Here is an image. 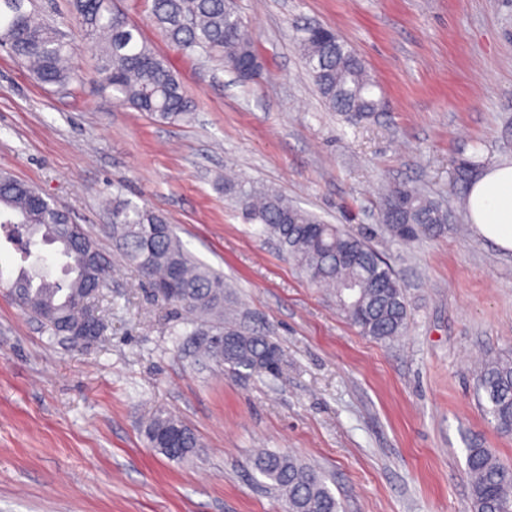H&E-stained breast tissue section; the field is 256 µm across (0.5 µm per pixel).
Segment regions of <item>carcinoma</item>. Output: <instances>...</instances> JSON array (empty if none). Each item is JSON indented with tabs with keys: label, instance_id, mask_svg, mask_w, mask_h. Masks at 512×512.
<instances>
[{
	"label": "carcinoma",
	"instance_id": "1",
	"mask_svg": "<svg viewBox=\"0 0 512 512\" xmlns=\"http://www.w3.org/2000/svg\"><path fill=\"white\" fill-rule=\"evenodd\" d=\"M26 0H0V42L11 47L15 61L39 83L65 88L80 80L74 65L77 45L58 23L43 18ZM68 25L84 37L85 49L97 61L100 86L112 97L150 119L166 124L188 122L197 110L168 61L159 55L117 0H69ZM152 20L175 48L222 66L240 57L260 61L249 26L229 0H150ZM299 55L320 96L334 112L369 119L382 98L362 59L341 40L322 41L306 27L294 38ZM481 165L478 155L457 168L467 183ZM224 192L251 224L275 239L282 251L316 287L333 291L340 311L359 331L380 342L405 334L409 313L403 289L392 268L361 237L293 205L279 192L224 178ZM40 192L0 172V230L22 226L32 231L29 246L58 245L65 279L51 282L26 267L0 285L11 289L21 309L38 319L52 336L86 321L84 299L107 284L108 271L98 264L101 253L90 233ZM382 223L409 240L418 233L447 230L446 211L416 189L389 190L380 205ZM112 243L134 265L154 296L187 314L208 320L194 336L224 337V347L203 345L204 354L220 366L248 375L274 376L271 354L285 361L281 347L268 337L225 321L224 277L189 254L166 218L119 197L112 200ZM486 395L484 411L496 431L512 436V356L489 353L477 372ZM149 447L178 461L199 447L195 433L172 414L157 410L144 422ZM255 470L282 497L288 512H339V503L323 476L296 457L261 451ZM471 484L470 512H512V465L500 462L491 449L467 448Z\"/></svg>",
	"mask_w": 512,
	"mask_h": 512
}]
</instances>
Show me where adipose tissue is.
I'll return each mask as SVG.
<instances>
[{
  "instance_id": "ef3b65f1",
  "label": "adipose tissue",
  "mask_w": 512,
  "mask_h": 512,
  "mask_svg": "<svg viewBox=\"0 0 512 512\" xmlns=\"http://www.w3.org/2000/svg\"><path fill=\"white\" fill-rule=\"evenodd\" d=\"M466 211L476 234L512 252V161L490 167L471 184Z\"/></svg>"
}]
</instances>
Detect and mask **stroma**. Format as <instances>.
I'll return each mask as SVG.
<instances>
[{
    "label": "stroma",
    "mask_w": 512,
    "mask_h": 512,
    "mask_svg": "<svg viewBox=\"0 0 512 512\" xmlns=\"http://www.w3.org/2000/svg\"><path fill=\"white\" fill-rule=\"evenodd\" d=\"M266 74L241 84L171 47L146 0L119 5L195 95L188 123L159 124L102 90L90 55L67 89L38 84L0 49V170L93 236L112 314L96 342L51 337L0 290V512H283L255 449L320 470L340 512H467L471 442L512 463L476 371L512 352V252L478 237L455 171L512 161V0H231ZM336 31L385 111L350 125L326 107L293 33ZM233 170L366 238L410 312L400 339L362 335L330 293L218 189ZM399 184L448 210L438 236L395 237L379 202ZM164 215L184 247L223 270L233 320L279 343L276 377L198 355L185 312L144 288L112 246V197ZM180 418L197 452L148 448L142 419Z\"/></svg>",
    "instance_id": "1"
}]
</instances>
